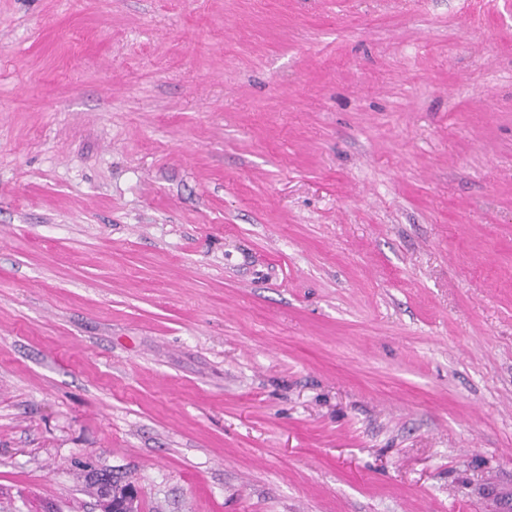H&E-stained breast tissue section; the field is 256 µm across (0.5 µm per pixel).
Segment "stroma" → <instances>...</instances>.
<instances>
[{"label": "stroma", "mask_w": 512, "mask_h": 512, "mask_svg": "<svg viewBox=\"0 0 512 512\" xmlns=\"http://www.w3.org/2000/svg\"><path fill=\"white\" fill-rule=\"evenodd\" d=\"M512 512V0H0V512ZM136 499V491L131 487L122 493L114 494L111 491L104 497L102 512H137Z\"/></svg>", "instance_id": "obj_1"}]
</instances>
